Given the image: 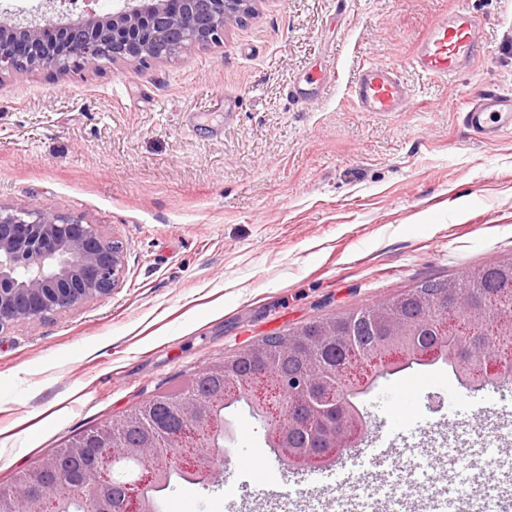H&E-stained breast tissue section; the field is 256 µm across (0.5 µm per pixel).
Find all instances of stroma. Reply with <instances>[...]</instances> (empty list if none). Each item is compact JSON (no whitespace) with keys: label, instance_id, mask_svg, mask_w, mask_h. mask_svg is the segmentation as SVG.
<instances>
[{"label":"stroma","instance_id":"stroma-1","mask_svg":"<svg viewBox=\"0 0 512 512\" xmlns=\"http://www.w3.org/2000/svg\"><path fill=\"white\" fill-rule=\"evenodd\" d=\"M478 18L484 51L432 79L410 65L443 17ZM395 68L405 111H359L361 66ZM307 90L293 104L288 86ZM512 90V0H261L224 43L136 71L119 66L0 84V203L82 217L124 243L106 298L0 331V488L79 432L185 389L264 337L376 305L425 280L512 256V134L463 124L478 96ZM448 364L378 378L360 398L367 436L320 486L237 425L225 476L168 492L166 512H274L271 487L332 501L365 491L426 496L447 483L492 493L486 449L512 458V389L446 391L400 428L379 396Z\"/></svg>","mask_w":512,"mask_h":512}]
</instances>
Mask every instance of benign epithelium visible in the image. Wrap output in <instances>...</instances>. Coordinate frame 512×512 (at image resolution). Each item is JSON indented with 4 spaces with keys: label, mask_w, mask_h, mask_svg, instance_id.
<instances>
[{
    "label": "benign epithelium",
    "mask_w": 512,
    "mask_h": 512,
    "mask_svg": "<svg viewBox=\"0 0 512 512\" xmlns=\"http://www.w3.org/2000/svg\"><path fill=\"white\" fill-rule=\"evenodd\" d=\"M261 0H117L111 13L99 15L88 9L76 19L64 21L44 14L40 21L20 23L13 17L0 19V83L26 72L43 71L62 76L101 71L114 64L133 70L146 69L166 56L188 49L206 48L224 42L228 22L250 16ZM125 275V249L116 237H108L96 224L80 217L30 207L0 204V331L14 324L36 325L46 315L106 297ZM432 315L445 318L443 325L428 323L433 346L423 339L420 328L410 331L407 344L398 342L400 332L391 331L384 344L397 352L383 361L369 363L366 353L339 346L332 338L320 350H312V364L320 383V394L308 400L311 412L322 423L313 445L301 449L309 459H319L350 448L368 430L364 414L350 400L362 388L373 386L382 369L418 362L442 346L438 334L458 338L466 330L463 308L442 301ZM492 331L512 326V292L495 306L488 320ZM456 361L455 373L472 391L489 384L512 381V346L493 343L460 344L448 349ZM214 371L224 375V392L212 394L191 385L168 404L169 418L159 421L144 411L151 431L182 449L175 458L163 457L156 448L147 453L130 448L123 424L116 419L99 429L98 451L93 467L100 491L88 497L89 488L78 476L65 479L66 491L46 503L17 486L0 491V512H73L82 501L87 512H156L153 491L164 484L173 469L211 475L214 465L230 461L229 450L219 454L217 435L223 427L224 406L236 399L242 380L235 366L219 362ZM261 385L247 391L253 412L263 418L270 431V445L283 448L299 427L292 420L290 396L303 385L269 372L258 377ZM138 462L135 475L123 482L110 481L117 464Z\"/></svg>",
    "instance_id": "1"
}]
</instances>
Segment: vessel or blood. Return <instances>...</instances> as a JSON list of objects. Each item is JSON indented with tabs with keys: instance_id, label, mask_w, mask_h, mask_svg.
<instances>
[{
	"instance_id": "obj_1",
	"label": "vessel or blood",
	"mask_w": 512,
	"mask_h": 512,
	"mask_svg": "<svg viewBox=\"0 0 512 512\" xmlns=\"http://www.w3.org/2000/svg\"><path fill=\"white\" fill-rule=\"evenodd\" d=\"M479 53V22L473 15L461 12L428 30L413 62L427 76L448 78L471 65ZM350 94L360 111L396 112L409 98L410 89L395 70L370 63L360 69ZM464 120L489 141L512 133V94L496 93L479 99L470 104ZM390 512H512V495L501 494L478 507L473 499L457 493H437L418 501L401 499L391 505Z\"/></svg>"
}]
</instances>
